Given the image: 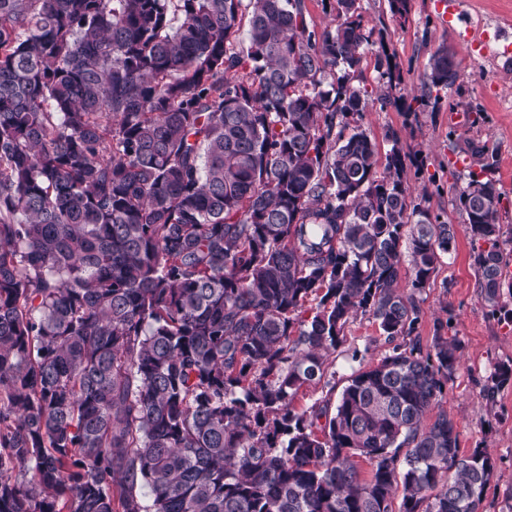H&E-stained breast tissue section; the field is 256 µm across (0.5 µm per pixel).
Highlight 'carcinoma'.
<instances>
[{
  "mask_svg": "<svg viewBox=\"0 0 512 512\" xmlns=\"http://www.w3.org/2000/svg\"><path fill=\"white\" fill-rule=\"evenodd\" d=\"M322 2L0 0V512H483L495 466L442 404L462 344L415 335L457 228L398 141L378 173L372 32ZM377 67L400 84L382 37ZM459 79L438 47L416 102ZM492 173L458 209L512 318ZM358 314L393 348L336 396Z\"/></svg>",
  "mask_w": 512,
  "mask_h": 512,
  "instance_id": "1",
  "label": "carcinoma"
}]
</instances>
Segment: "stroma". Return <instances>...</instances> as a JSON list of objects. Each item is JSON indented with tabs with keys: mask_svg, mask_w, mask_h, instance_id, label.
Segmentation results:
<instances>
[{
	"mask_svg": "<svg viewBox=\"0 0 512 512\" xmlns=\"http://www.w3.org/2000/svg\"><path fill=\"white\" fill-rule=\"evenodd\" d=\"M448 21L437 18L433 0H410L406 20L392 16L388 0H358L365 29L387 33L389 51L402 74L399 93L420 94L431 54L439 46L453 51L460 80L432 94L426 107L408 108L372 101L357 124L387 154L400 144L404 177L415 191L428 195L432 214L456 225L455 246L438 268L435 283L424 294V316L418 329L430 343L434 320L448 323L449 335L464 345L463 361L449 382L443 403L453 417L461 452L483 448L496 465L484 512H512V382L494 402L483 388L496 366L512 361V321L491 314L472 266L474 245L463 232L464 218L456 196L479 171L471 149L487 144L502 190L501 217L512 224V59L502 57L501 29L512 30V0H460ZM391 349L377 324L365 316L350 320L344 342L330 358L327 372L337 387L351 374L369 368Z\"/></svg>",
	"mask_w": 512,
	"mask_h": 512,
	"instance_id": "1",
	"label": "stroma"
}]
</instances>
